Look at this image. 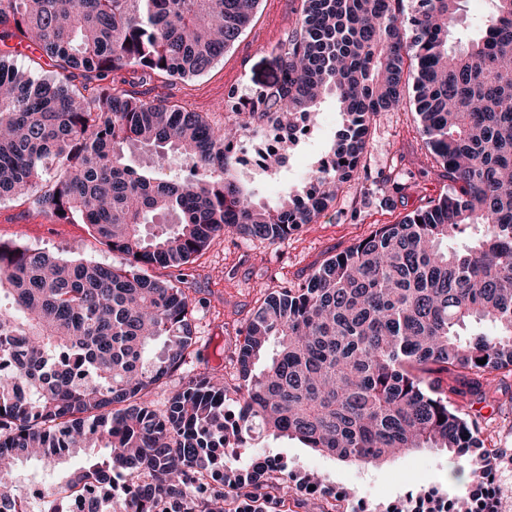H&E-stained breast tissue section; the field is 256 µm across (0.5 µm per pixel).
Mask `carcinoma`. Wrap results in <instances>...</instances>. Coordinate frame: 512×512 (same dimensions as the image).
<instances>
[{
	"label": "carcinoma",
	"instance_id": "1",
	"mask_svg": "<svg viewBox=\"0 0 512 512\" xmlns=\"http://www.w3.org/2000/svg\"><path fill=\"white\" fill-rule=\"evenodd\" d=\"M401 2L303 0L280 79L214 123L112 73L198 77L260 0H0V42L31 43L52 68L33 76L0 50V198L39 185L35 206L122 258L0 242V512H27L17 467L34 458L51 477L43 512L88 487L81 512H227L238 491L240 512H265L277 464L250 452L263 436L358 466L446 449L468 460L473 491L445 512H493L485 479L501 449L484 447L471 409L512 376V0H493L466 42L453 39L461 0H419L410 36ZM413 70L448 192L264 298L238 353L236 411L210 375L155 410L145 396L191 353L194 307L148 270L189 264L227 229L275 243L312 223L359 175L371 118L398 107ZM330 94L343 118L330 164L272 207L255 201L237 160L250 121L276 113L289 134ZM137 150L150 152L138 169Z\"/></svg>",
	"mask_w": 512,
	"mask_h": 512
}]
</instances>
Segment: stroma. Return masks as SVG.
<instances>
[{
	"mask_svg": "<svg viewBox=\"0 0 512 512\" xmlns=\"http://www.w3.org/2000/svg\"><path fill=\"white\" fill-rule=\"evenodd\" d=\"M302 0H260L258 11L234 46L202 76L166 82L123 70L115 75L118 88L145 92L203 113L214 121L228 117L229 96L244 99L277 73L276 47L295 29ZM342 124L334 97L317 106L310 131L291 149L290 170L266 174L244 169L246 185L255 199L275 203L287 187H301L309 171L325 156ZM364 175L345 184L335 203L315 223L287 240L271 244L227 232L213 239L181 268L161 269L163 279H183L195 307L196 344L184 363L148 394L154 409L187 382L203 373L224 378L228 388L238 383L236 357L242 331L265 293L303 282L326 259L344 251L376 225L397 222L448 189L420 131L414 90L405 87L398 108L378 113L370 124L362 159ZM392 174L409 184L403 194L388 195L381 184ZM0 240H15L67 257L117 263L118 258L94 238L83 224H57L29 199H0ZM482 414V438L487 447L503 449L497 461V482L504 493L497 512H512V393H503ZM260 456L278 460L290 476L289 490L270 487L276 512H437L440 504L467 493L468 479L454 480V455L421 448L377 467H361L324 456L295 439H266ZM314 473L317 490L300 480Z\"/></svg>",
	"mask_w": 512,
	"mask_h": 512,
	"instance_id": "obj_1",
	"label": "stroma"
}]
</instances>
